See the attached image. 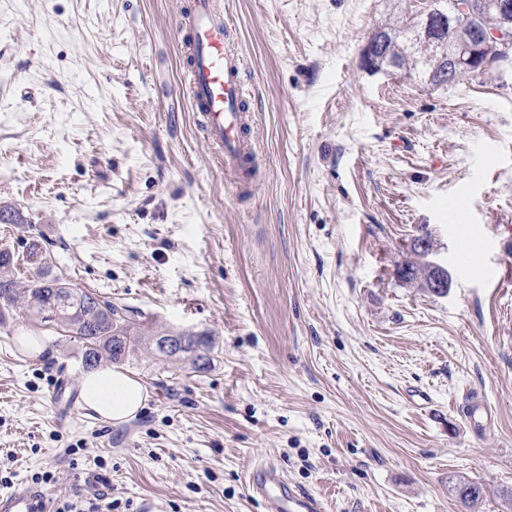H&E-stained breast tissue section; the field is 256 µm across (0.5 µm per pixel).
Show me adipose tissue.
<instances>
[{
    "mask_svg": "<svg viewBox=\"0 0 512 512\" xmlns=\"http://www.w3.org/2000/svg\"><path fill=\"white\" fill-rule=\"evenodd\" d=\"M81 398L85 409L117 425L127 422L144 407L147 392L126 372L106 367L84 376Z\"/></svg>",
    "mask_w": 512,
    "mask_h": 512,
    "instance_id": "ef3b65f1",
    "label": "adipose tissue"
}]
</instances>
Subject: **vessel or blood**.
Instances as JSON below:
<instances>
[{
	"label": "vessel or blood",
	"mask_w": 512,
	"mask_h": 512,
	"mask_svg": "<svg viewBox=\"0 0 512 512\" xmlns=\"http://www.w3.org/2000/svg\"><path fill=\"white\" fill-rule=\"evenodd\" d=\"M178 33L188 59L185 86L202 118L205 139L225 172L237 175L252 153L254 119L245 63L230 43V26L215 0H193ZM247 481L267 512H319L317 501L290 486L276 464L256 467ZM52 504L48 492L31 487L0 494V512H54Z\"/></svg>",
	"instance_id": "obj_1"
}]
</instances>
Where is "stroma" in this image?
<instances>
[{"mask_svg": "<svg viewBox=\"0 0 512 512\" xmlns=\"http://www.w3.org/2000/svg\"><path fill=\"white\" fill-rule=\"evenodd\" d=\"M191 0H0V249H31L142 330L212 338L207 371L148 354L115 425L83 408L78 341L0 320V478L54 506L265 512L275 462L323 512H512V63L431 86L364 68L427 0H217L246 62L257 178L231 192L183 93ZM446 294L397 272L414 238ZM448 491L464 509L461 512H480V506L487 498L486 487L466 474L450 477Z\"/></svg>", "mask_w": 512, "mask_h": 512, "instance_id": "35a3bbf8", "label": "stroma"}]
</instances>
